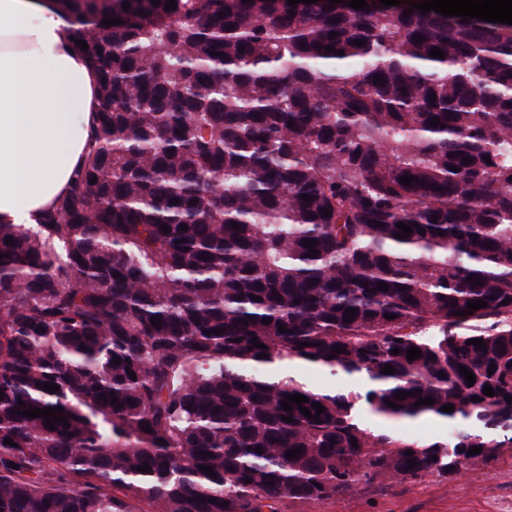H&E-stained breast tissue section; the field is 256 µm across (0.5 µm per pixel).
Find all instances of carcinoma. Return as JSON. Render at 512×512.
Listing matches in <instances>:
<instances>
[{"instance_id": "obj_1", "label": "carcinoma", "mask_w": 512, "mask_h": 512, "mask_svg": "<svg viewBox=\"0 0 512 512\" xmlns=\"http://www.w3.org/2000/svg\"><path fill=\"white\" fill-rule=\"evenodd\" d=\"M60 2L100 108L37 229L0 223V512H285L512 448V25L379 0ZM294 394L320 422L283 410ZM46 407L69 427L22 415ZM364 407L456 431L403 437ZM293 369L296 375L303 378L313 386H318L320 388H334L346 385L345 379L339 375H330L327 371H314L303 366H297Z\"/></svg>"}]
</instances>
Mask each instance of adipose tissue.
Instances as JSON below:
<instances>
[{
	"label": "adipose tissue",
	"mask_w": 512,
	"mask_h": 512,
	"mask_svg": "<svg viewBox=\"0 0 512 512\" xmlns=\"http://www.w3.org/2000/svg\"><path fill=\"white\" fill-rule=\"evenodd\" d=\"M74 36L59 0H0L1 224H39L87 149L99 75Z\"/></svg>",
	"instance_id": "1"
}]
</instances>
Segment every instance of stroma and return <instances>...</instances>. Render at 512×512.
Masks as SVG:
<instances>
[{"instance_id": "1", "label": "stroma", "mask_w": 512, "mask_h": 512, "mask_svg": "<svg viewBox=\"0 0 512 512\" xmlns=\"http://www.w3.org/2000/svg\"><path fill=\"white\" fill-rule=\"evenodd\" d=\"M287 512H512V451L457 476L373 482L339 499L289 503Z\"/></svg>"}]
</instances>
